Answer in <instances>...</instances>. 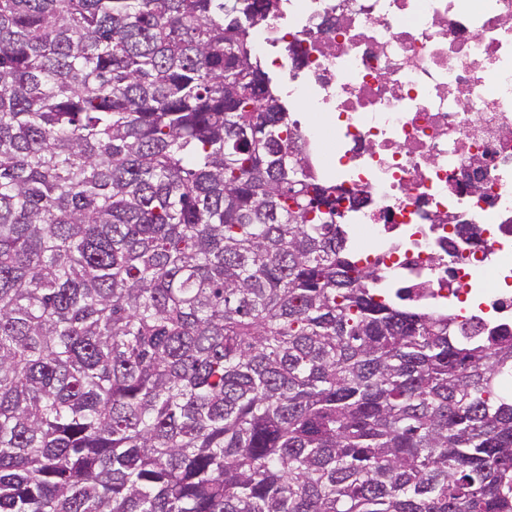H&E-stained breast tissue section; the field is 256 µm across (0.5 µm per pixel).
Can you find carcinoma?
<instances>
[{
    "label": "carcinoma",
    "mask_w": 512,
    "mask_h": 512,
    "mask_svg": "<svg viewBox=\"0 0 512 512\" xmlns=\"http://www.w3.org/2000/svg\"><path fill=\"white\" fill-rule=\"evenodd\" d=\"M277 9L0 0V512H512V330L375 287Z\"/></svg>",
    "instance_id": "carcinoma-1"
}]
</instances>
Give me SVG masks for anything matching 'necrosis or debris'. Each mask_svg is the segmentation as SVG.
<instances>
[{
    "mask_svg": "<svg viewBox=\"0 0 512 512\" xmlns=\"http://www.w3.org/2000/svg\"><path fill=\"white\" fill-rule=\"evenodd\" d=\"M257 56L350 197L383 288L475 336L512 327V0H280Z\"/></svg>",
    "mask_w": 512,
    "mask_h": 512,
    "instance_id": "4bbe7bcc",
    "label": "necrosis or debris"
}]
</instances>
